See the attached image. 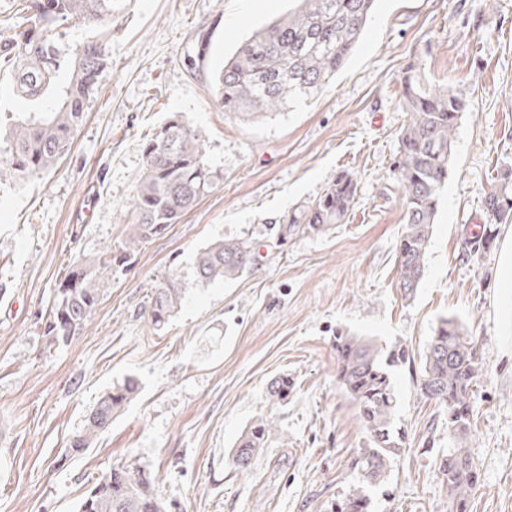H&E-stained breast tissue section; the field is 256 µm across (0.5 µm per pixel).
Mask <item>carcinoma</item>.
I'll return each instance as SVG.
<instances>
[{
    "mask_svg": "<svg viewBox=\"0 0 512 512\" xmlns=\"http://www.w3.org/2000/svg\"><path fill=\"white\" fill-rule=\"evenodd\" d=\"M118 0H21L12 18L16 32L0 44V65L10 71L14 96L29 104L10 118L0 139L10 173L18 179L55 168L68 153L86 109L97 93V80L108 61V36ZM375 0H291L288 14L275 19L245 41L213 72L209 92L214 105L234 115L257 118L284 112L312 97L342 69L357 45ZM74 19L99 35L68 49L55 36L60 22ZM467 97L448 85L425 81L414 66L404 76L402 110L406 120L398 135L393 167L404 204L398 245L397 285L410 299L426 270L441 189L448 176L458 123L468 110ZM145 168L131 200L133 223L120 244L101 262H76L65 276L69 287L53 289L45 332L51 343L66 344L93 317L103 275L127 267L150 239L217 190L221 179L204 161L205 144L177 117L168 120L143 146ZM357 178L336 174L320 195L303 201L282 217L278 242L293 235H318L341 224L355 205ZM484 241H493L501 224L512 223V171L486 197ZM260 255L246 239L226 238L200 250L195 278L201 286L232 282L258 266ZM184 297L179 275L169 273L154 289L148 312L152 329H161ZM338 380L356 405L368 443L358 449L359 484L337 512H369L367 487L383 480L403 442L394 425L396 368L410 361L405 347L387 352L364 336H336ZM477 347L454 318L440 320L420 357V395L446 408L453 450L439 472L448 489L450 512H465L475 488L476 467L468 450L470 391L480 374ZM132 377L100 397L75 436L71 450L80 453L112 423L137 395ZM292 383L276 380L269 396L282 403ZM271 435L268 421L255 420L238 438L232 462L239 472L251 469L256 451ZM158 479L138 466H119L101 476L81 500L78 512H169Z\"/></svg>",
    "mask_w": 512,
    "mask_h": 512,
    "instance_id": "obj_1",
    "label": "carcinoma"
}]
</instances>
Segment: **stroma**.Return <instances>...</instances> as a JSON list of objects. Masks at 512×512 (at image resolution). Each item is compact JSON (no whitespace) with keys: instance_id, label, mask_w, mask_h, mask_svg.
Wrapping results in <instances>:
<instances>
[{"instance_id":"1","label":"stroma","mask_w":512,"mask_h":512,"mask_svg":"<svg viewBox=\"0 0 512 512\" xmlns=\"http://www.w3.org/2000/svg\"><path fill=\"white\" fill-rule=\"evenodd\" d=\"M287 10L288 0H123L68 156L23 182L0 175V512H77L98 476L126 464L158 478L172 512H334L358 482L351 462L367 443L337 380L341 331L414 356L393 378L406 439L372 512H448L438 471L452 449L448 415L416 385V358L445 316L466 325L483 358L467 512H512V223L465 252L512 166V0H376L356 50L318 96L257 120L214 107L211 71ZM414 62L470 106L425 276L405 301L396 285L404 206L390 169ZM175 115L204 139L221 187L101 280L91 321L69 343L48 344L53 288L72 263L102 259L123 237L143 145ZM343 171L358 179L345 223L278 244L288 210ZM229 237L259 247L257 268L198 285L197 252ZM172 272L186 297L155 331L150 295ZM280 375L292 383L284 404L267 394ZM127 376L140 382L137 397L72 455L98 398ZM260 417L272 434L251 474L238 473L232 449Z\"/></svg>"}]
</instances>
